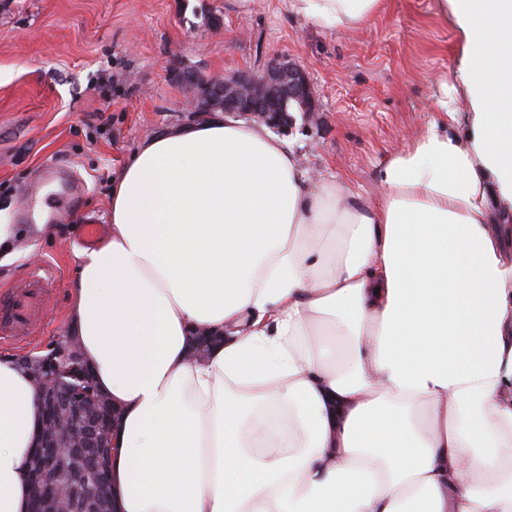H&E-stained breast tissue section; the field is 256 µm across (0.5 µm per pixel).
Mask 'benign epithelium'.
Instances as JSON below:
<instances>
[{
  "mask_svg": "<svg viewBox=\"0 0 512 512\" xmlns=\"http://www.w3.org/2000/svg\"><path fill=\"white\" fill-rule=\"evenodd\" d=\"M196 94L197 112H222L251 119L259 125L286 129L293 116L286 104L296 103L308 120L315 117L313 88L305 67L295 61L272 59L255 73L214 75L205 83L188 78ZM218 342V337L200 333L191 340L190 356L197 360ZM18 362L33 377L42 412V428L33 454L30 512H47L46 504L57 498L77 499L87 490L84 468L64 467L76 455L87 459L108 481L115 416L103 411L104 398L92 372L74 343L62 339L47 354L18 356Z\"/></svg>",
  "mask_w": 512,
  "mask_h": 512,
  "instance_id": "obj_1",
  "label": "benign epithelium"
}]
</instances>
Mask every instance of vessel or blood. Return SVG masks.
<instances>
[{
	"label": "vessel or blood",
	"mask_w": 512,
	"mask_h": 512,
	"mask_svg": "<svg viewBox=\"0 0 512 512\" xmlns=\"http://www.w3.org/2000/svg\"><path fill=\"white\" fill-rule=\"evenodd\" d=\"M57 282L49 267L35 268L12 293L0 298V332L13 334L31 330L44 305L45 296Z\"/></svg>",
	"instance_id": "vessel-or-blood-1"
}]
</instances>
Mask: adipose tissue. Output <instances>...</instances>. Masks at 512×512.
<instances>
[{
    "label": "adipose tissue",
    "instance_id": "adipose-tissue-1",
    "mask_svg": "<svg viewBox=\"0 0 512 512\" xmlns=\"http://www.w3.org/2000/svg\"><path fill=\"white\" fill-rule=\"evenodd\" d=\"M469 137L432 121L377 206L214 113L144 139L77 255L70 336L120 411L116 512H512V0H439ZM381 0H290L358 28ZM220 334L204 358L193 334ZM41 412L0 354V512Z\"/></svg>",
    "mask_w": 512,
    "mask_h": 512
}]
</instances>
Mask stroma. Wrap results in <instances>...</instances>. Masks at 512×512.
<instances>
[{
	"mask_svg": "<svg viewBox=\"0 0 512 512\" xmlns=\"http://www.w3.org/2000/svg\"><path fill=\"white\" fill-rule=\"evenodd\" d=\"M464 56L437 0H382L355 30L325 29L288 0H0V225L54 227L17 240L0 294L46 262L61 280L41 332L0 338V351L42 353L67 335L83 227L108 224L112 179L143 139L190 122L188 78L303 64L319 119L286 141L318 178L374 205L382 167L438 119L441 83L449 133H469Z\"/></svg>",
	"mask_w": 512,
	"mask_h": 512,
	"instance_id": "1",
	"label": "stroma"
}]
</instances>
